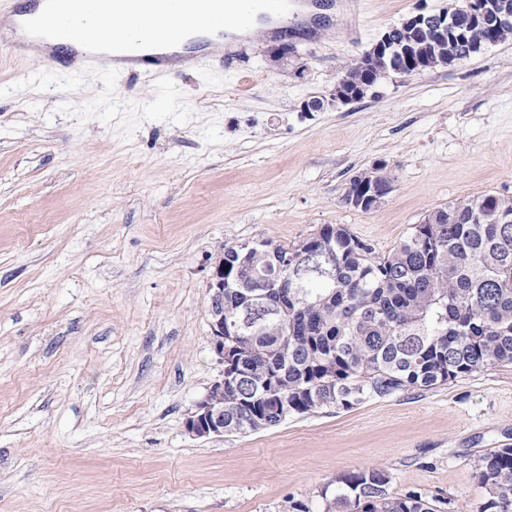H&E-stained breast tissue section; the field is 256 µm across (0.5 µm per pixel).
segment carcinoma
I'll return each mask as SVG.
<instances>
[{"label":"carcinoma","mask_w":512,"mask_h":512,"mask_svg":"<svg viewBox=\"0 0 512 512\" xmlns=\"http://www.w3.org/2000/svg\"><path fill=\"white\" fill-rule=\"evenodd\" d=\"M511 20L487 30L512 38V0H492ZM460 29L420 52L466 55L481 25L461 15ZM406 66L402 53L376 61L371 80ZM387 255L340 224L306 241H259L224 249L242 284L224 289V313L240 331L224 337V428L241 432L284 422L288 414L349 409L370 397L432 388L475 369L512 363V202L487 195L427 215ZM288 287L264 278L281 254ZM489 498L479 512H512V448L481 458ZM379 469L337 479L327 512H437L418 492L393 496Z\"/></svg>","instance_id":"obj_1"}]
</instances>
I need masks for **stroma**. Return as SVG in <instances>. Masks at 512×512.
Instances as JSON below:
<instances>
[{
	"label": "stroma",
	"instance_id": "35a3bbf8",
	"mask_svg": "<svg viewBox=\"0 0 512 512\" xmlns=\"http://www.w3.org/2000/svg\"><path fill=\"white\" fill-rule=\"evenodd\" d=\"M367 0L358 29L250 43L224 70L73 75L0 48V512H324L338 476L477 512L480 458L512 448V364L278 426L196 438L219 379L209 279L225 247L342 224L384 255L429 213L512 201V41L356 102L342 66L418 10ZM287 58L271 62L281 44ZM382 165L364 212L352 179ZM345 78L337 81L332 93L328 100L314 98L304 103L303 109L307 112H317L321 110L325 102L327 104H348L361 99L366 92L374 85L373 83L359 80L350 84Z\"/></svg>",
	"mask_w": 512,
	"mask_h": 512
}]
</instances>
